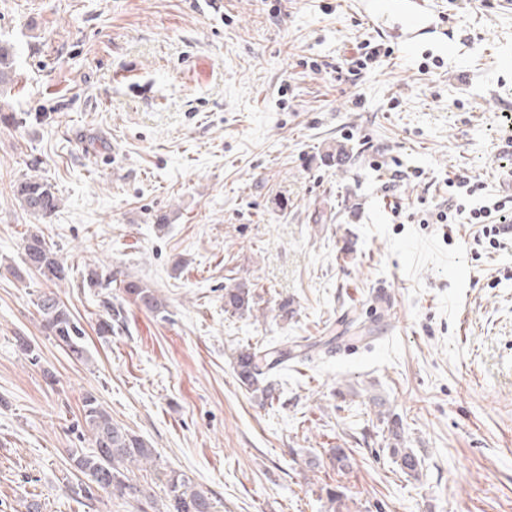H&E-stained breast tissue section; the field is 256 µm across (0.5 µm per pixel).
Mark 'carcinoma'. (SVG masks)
<instances>
[{"mask_svg":"<svg viewBox=\"0 0 512 512\" xmlns=\"http://www.w3.org/2000/svg\"><path fill=\"white\" fill-rule=\"evenodd\" d=\"M16 55L15 44L0 40V96L17 84ZM16 195L24 211L36 219L49 218L59 208V198L51 185L41 178H28L20 182ZM22 250V266L13 269L16 279L23 281L36 275L54 285L69 280L71 268L40 230H29L23 238ZM86 281L91 288H107L112 284V274L91 269ZM123 291L151 312H165L164 300L141 280H123ZM255 305L254 295L246 282L224 288V311L242 316L252 312ZM36 307L42 326L49 335L66 347L73 359L85 360L86 349L82 344L84 331L57 295L52 291L41 292L37 295ZM287 357L288 352L276 346L257 344L242 349L235 358L237 379L246 390L259 392L263 400L272 401L275 387L267 381V375L282 365ZM82 416L92 436L93 449L85 452L75 448L70 452L71 468L84 476V479L70 486L72 494L90 505L98 501L100 491L119 497L127 496L137 503L154 504L155 495L131 476L133 469L155 462L154 449L114 421L111 413L91 394L83 398ZM388 432L393 440L390 448L393 463L408 477L419 479L422 459L413 449L402 447L399 423L392 421ZM156 479L163 487L165 512H218L212 494L196 488L185 472L162 468L156 470Z\"/></svg>","mask_w":512,"mask_h":512,"instance_id":"cac0c4a2","label":"carcinoma"}]
</instances>
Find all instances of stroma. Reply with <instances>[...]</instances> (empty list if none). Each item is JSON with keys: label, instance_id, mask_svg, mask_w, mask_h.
<instances>
[{"label": "stroma", "instance_id": "stroma-1", "mask_svg": "<svg viewBox=\"0 0 512 512\" xmlns=\"http://www.w3.org/2000/svg\"><path fill=\"white\" fill-rule=\"evenodd\" d=\"M0 38L20 48L19 121L0 123V512H136L67 489L89 393L221 512H329V488L340 512H512V241L429 221L458 175L469 206L512 213V6L461 0L440 56L353 0H0ZM365 43L382 56L351 68ZM33 175L60 199L40 223L14 193ZM34 226L72 269L56 292L88 361L44 332L46 283L13 275ZM94 267L110 287H82ZM241 277L244 316L224 309ZM106 299L124 322L103 338ZM256 343L290 352L270 402L236 378ZM395 419L419 479L392 461ZM121 283L124 293L146 309L156 314L165 312L164 300L159 297L156 290L143 284L141 280L125 279ZM256 305L254 295L246 282H238L224 288V309L233 314L251 313Z\"/></svg>", "mask_w": 512, "mask_h": 512}]
</instances>
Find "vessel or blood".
I'll return each mask as SVG.
<instances>
[{
	"label": "vessel or blood",
	"instance_id": "vessel-or-blood-1",
	"mask_svg": "<svg viewBox=\"0 0 512 512\" xmlns=\"http://www.w3.org/2000/svg\"><path fill=\"white\" fill-rule=\"evenodd\" d=\"M456 0H397L384 6L377 0H356L358 11L376 32H394L400 46L416 47L417 34L425 29L443 27Z\"/></svg>",
	"mask_w": 512,
	"mask_h": 512
}]
</instances>
